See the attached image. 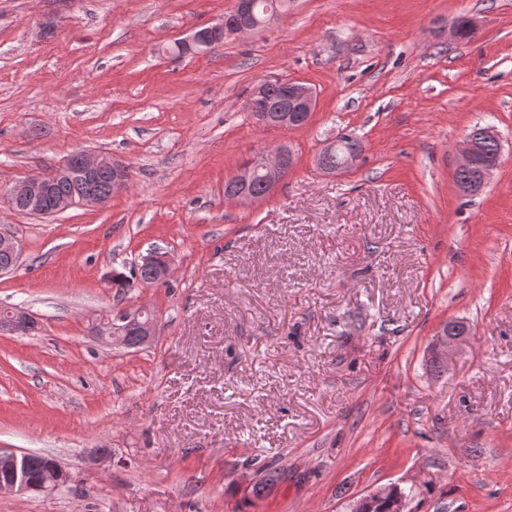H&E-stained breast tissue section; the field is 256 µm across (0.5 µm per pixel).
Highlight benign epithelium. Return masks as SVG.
Returning a JSON list of instances; mask_svg holds the SVG:
<instances>
[{
    "instance_id": "1",
    "label": "benign epithelium",
    "mask_w": 512,
    "mask_h": 512,
    "mask_svg": "<svg viewBox=\"0 0 512 512\" xmlns=\"http://www.w3.org/2000/svg\"><path fill=\"white\" fill-rule=\"evenodd\" d=\"M252 0H235L234 8L224 14V20L209 27L214 38L213 45L217 46L227 38L237 37L257 31L270 24L253 20ZM284 106L271 109L263 100L262 90L257 89L247 102V107L255 112V119L264 125L300 127L305 125L316 105L314 89L299 81L283 83ZM485 137H496L491 128H484L476 136H469L461 145L458 168L465 169L474 166L478 152L479 141ZM78 172L88 184V192L78 203V206H102L109 201V196L99 193L95 188V177L102 169L112 170V193L124 191L130 180L128 167L122 162L103 153L79 151L74 155ZM292 167V156L286 149L281 148L272 157H261L257 164H245L234 176L235 181L243 186L235 199L241 203L253 204L260 202L265 195H256L248 190L255 172H264L266 192H271L276 184L281 182ZM70 173V167L65 165L49 175L30 176L12 186L8 191L9 203L13 209L24 208L34 214H39L41 201L51 191L53 181ZM21 255L20 243L9 233L0 232V275L11 271ZM143 262L159 267V279L165 280L171 274V259L165 255L151 254L143 258ZM37 327L34 318L23 309H16L10 317L0 322V330L18 335H29ZM141 337V344H146L156 335V322L143 318V313L137 312L123 318V324L105 332L107 336H115L120 343L127 344L126 336L131 331ZM467 329H462L460 336L440 337L433 344L431 356L447 364L456 351L461 347ZM71 484V476L66 466L57 458H52L41 474L38 484L29 479L26 459L23 455H0V493L23 495L27 493H51L59 491ZM387 491L382 486L366 491L353 500L348 512H363V506L372 498Z\"/></svg>"
}]
</instances>
